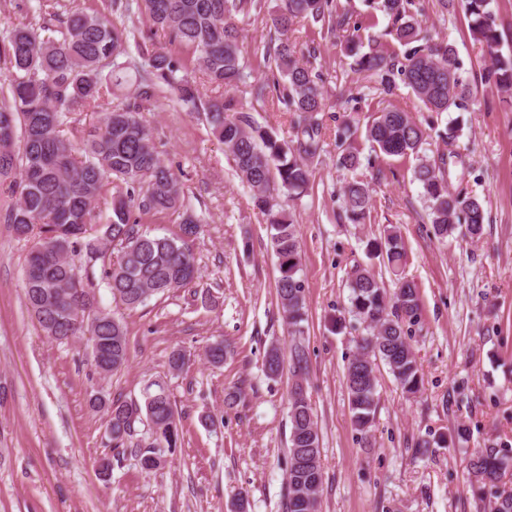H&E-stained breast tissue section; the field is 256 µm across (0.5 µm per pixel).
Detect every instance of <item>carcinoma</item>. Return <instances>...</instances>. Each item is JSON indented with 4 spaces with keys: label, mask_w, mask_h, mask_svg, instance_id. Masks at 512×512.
<instances>
[{
    "label": "carcinoma",
    "mask_w": 512,
    "mask_h": 512,
    "mask_svg": "<svg viewBox=\"0 0 512 512\" xmlns=\"http://www.w3.org/2000/svg\"><path fill=\"white\" fill-rule=\"evenodd\" d=\"M376 9L391 22L389 34L405 47L403 54L375 48L359 53L358 24L337 12L334 0H283L270 17L278 33L270 75L251 86L256 102L270 87L279 88L285 111L298 114L295 139L287 141L271 128L251 121L233 96L205 99L197 86L183 75L186 66L168 46L177 44L196 54L209 82L232 88L243 79L238 49V30L232 14L260 10L261 0H110V8L123 14L146 15L155 30L143 36L152 48L143 61H118L124 55L128 32L120 31L100 14L82 11L44 12L40 24H20L0 39V62L8 71L0 85V195L10 197L0 211V221L15 235L32 242L26 257L27 308L43 333L58 342L91 336L104 351L95 363L107 376L129 361V343L123 322L101 307L89 277L79 262L105 260L108 251L118 252L115 264L104 269L113 300L128 308L145 304L157 295L189 287L199 269L190 243L198 235L192 206L186 201L178 177L157 151L152 136L139 117L144 105L156 100L164 85L178 99L205 114L211 134L233 161L240 181L253 191L255 206L266 217L277 258L276 294L283 319L292 337L304 333L305 295L299 276L302 265L299 231L286 215L281 196L293 199L304 194L311 182L310 162L322 151L323 141L314 114L326 110L321 74L298 57L288 31L298 19L311 18L329 32H344L350 68L376 79L386 94L399 85L412 90L427 111L441 116L460 110L472 98L470 85L458 74L455 51L448 41H434L424 34L411 14L414 0H374ZM489 0H441L443 9L459 7L469 30L490 56L481 81L512 93V56L499 53L500 35L488 9ZM162 32L167 44L154 43ZM135 72L132 97L116 106L109 102L112 87ZM102 109L97 126L81 139L65 132L69 114ZM238 117L231 118L229 113ZM409 113L385 107L366 126L373 147L389 157L420 154L430 138ZM352 129L338 132L339 168L352 174L343 186L345 217L362 224L372 196L369 182L358 174L360 157L350 143ZM445 157L419 159L413 178L423 188L432 234L440 242L458 235L478 238L483 232L485 211L475 197L448 189ZM112 186V216L99 224L95 211L107 186ZM141 214L178 211L179 232L157 235L142 228ZM370 256L382 258L397 276V288L388 293L365 267L347 273L350 308L368 334L358 342V353L346 368L349 408L355 428L368 436L378 405V363H383L396 383L409 394L419 391L420 365L403 328L419 317L416 284L399 276L405 260L401 236L392 228L368 242ZM228 346L216 340L205 349L207 362L224 364ZM290 367L296 382L289 395L290 436L286 478V512H319L323 466L318 424L303 382L308 359L303 345L290 349ZM283 353L268 349L264 371L280 375ZM89 403L108 418L112 447L131 441L134 424H150L148 447L139 457L147 474L160 468L163 450L181 445L182 431L175 404L165 383L154 381L144 391V401L108 400L94 394ZM470 482L480 493L492 496V512H512V493L498 490L503 475L512 469V449L490 444L469 459Z\"/></svg>",
    "instance_id": "carcinoma-1"
}]
</instances>
